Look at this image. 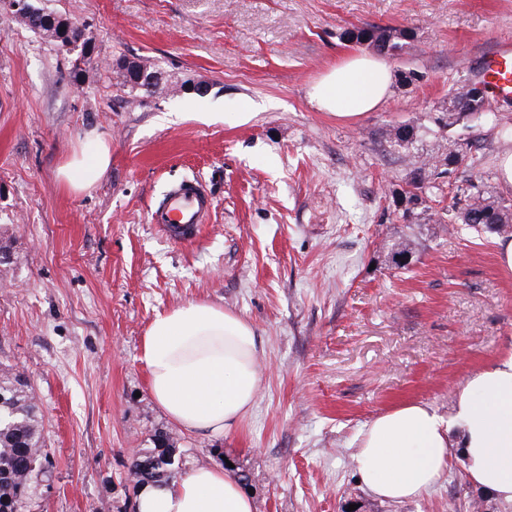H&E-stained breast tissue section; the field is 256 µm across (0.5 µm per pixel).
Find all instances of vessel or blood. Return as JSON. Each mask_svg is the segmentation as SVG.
I'll list each match as a JSON object with an SVG mask.
<instances>
[{
	"label": "vessel or blood",
	"mask_w": 512,
	"mask_h": 512,
	"mask_svg": "<svg viewBox=\"0 0 512 512\" xmlns=\"http://www.w3.org/2000/svg\"><path fill=\"white\" fill-rule=\"evenodd\" d=\"M489 99L512 101V47L501 45L482 59ZM212 210V200L202 182L185 179L172 185L162 202L152 211L151 223L180 235L205 223Z\"/></svg>",
	"instance_id": "b4317fda"
}]
</instances>
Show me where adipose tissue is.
Masks as SVG:
<instances>
[{
  "label": "adipose tissue",
  "mask_w": 512,
  "mask_h": 512,
  "mask_svg": "<svg viewBox=\"0 0 512 512\" xmlns=\"http://www.w3.org/2000/svg\"><path fill=\"white\" fill-rule=\"evenodd\" d=\"M391 92L385 63L356 54L327 71L308 93L320 112L352 118L373 111ZM111 163V148L92 135L59 168L70 192L96 185ZM257 337L240 315L207 302L157 314L143 339L141 359L150 393L166 418L189 434L215 436L242 424L256 399L260 372ZM461 453L469 478L512 501V351L475 372L442 418L428 406L406 403L376 416L361 435L356 460L361 482L394 501L419 497ZM140 512H254L236 474L199 465L138 494Z\"/></svg>",
  "instance_id": "1"
}]
</instances>
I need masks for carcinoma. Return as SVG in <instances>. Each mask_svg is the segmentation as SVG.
Returning a JSON list of instances; mask_svg holds the SVG:
<instances>
[{
	"label": "carcinoma",
	"mask_w": 512,
	"mask_h": 512,
	"mask_svg": "<svg viewBox=\"0 0 512 512\" xmlns=\"http://www.w3.org/2000/svg\"><path fill=\"white\" fill-rule=\"evenodd\" d=\"M44 41L59 44L66 40L75 53L70 62L87 55L90 38L86 28L75 22L61 30L56 15L46 12L40 25L35 29ZM348 39L369 43L381 55L395 56L403 50L407 34L393 32L382 27H354L345 31ZM457 104V111L444 112L434 118L440 129H451L460 122L474 121L480 125H498V115L489 104L487 95L472 97L462 88L448 91ZM417 126L401 132V126L386 131L385 143L390 148L407 151L404 183L408 202L422 204V211L432 212L439 224L462 223L479 231L486 229L499 234L512 228V200L493 196L480 189L468 195L467 203L461 210L450 206L440 208L438 204L445 196L441 179L448 170L441 168L440 160L425 157L414 150ZM41 417L39 407L31 389L21 375L10 368H0V512H14L30 495L34 479L43 470V464L50 463V456L40 443ZM153 447L141 448L129 457L128 474L134 487L140 489L147 484L165 483L182 466L181 455L177 454L173 438L166 432L153 434Z\"/></svg>",
	"instance_id": "obj_1"
}]
</instances>
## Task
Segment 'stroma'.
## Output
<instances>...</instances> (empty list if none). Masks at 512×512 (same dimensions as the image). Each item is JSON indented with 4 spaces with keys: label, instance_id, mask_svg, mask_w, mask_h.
Returning <instances> with one entry per match:
<instances>
[{
    "label": "stroma",
    "instance_id": "obj_1",
    "mask_svg": "<svg viewBox=\"0 0 512 512\" xmlns=\"http://www.w3.org/2000/svg\"><path fill=\"white\" fill-rule=\"evenodd\" d=\"M86 24L85 77L0 2V368L30 384L51 464L21 512H125L130 449L175 433L184 468L249 475L256 512H512L468 479L461 458L420 497L383 500L361 483L360 435L408 402L441 416L474 371L512 349V270L499 234L404 223V166L378 131L429 124L477 57L512 43V0H38ZM411 30L386 57L392 91L353 120L308 90L366 45L353 27ZM148 60L152 95L119 63ZM418 81L408 82L409 73ZM194 83L206 93L191 92ZM111 147L92 189L57 170L89 134ZM458 143L470 177L512 199L499 161L512 136L487 125L422 136ZM198 178L214 209L182 239L151 224L167 187ZM413 242L396 267L394 242ZM205 301L249 320L262 379L250 416L221 437L175 432L141 360L155 315Z\"/></svg>",
    "mask_w": 512,
    "mask_h": 512
}]
</instances>
